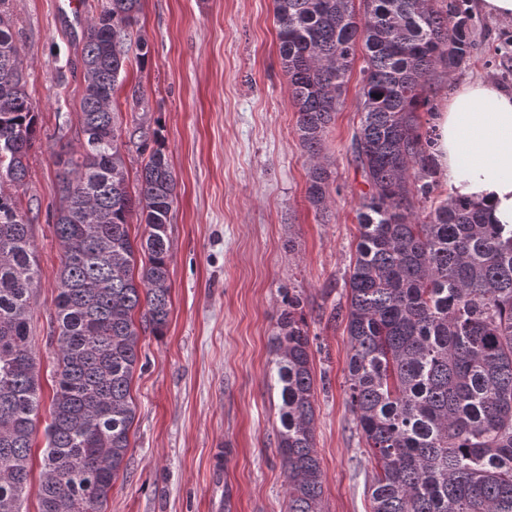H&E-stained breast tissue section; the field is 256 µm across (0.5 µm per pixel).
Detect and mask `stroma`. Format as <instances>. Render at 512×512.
<instances>
[{
	"label": "stroma",
	"mask_w": 512,
	"mask_h": 512,
	"mask_svg": "<svg viewBox=\"0 0 512 512\" xmlns=\"http://www.w3.org/2000/svg\"><path fill=\"white\" fill-rule=\"evenodd\" d=\"M9 0L26 89L42 129L19 195L29 215L40 286L30 314L42 408L22 512H39L44 429L56 369L55 296L61 248L47 212L59 204L55 154L76 142L83 94V26L101 0ZM477 51L454 75L436 71L429 104L487 78L512 91V18L471 15ZM136 37L113 103L130 172L148 158L133 132L158 129L177 182L168 226L171 305L163 335L142 331L132 396L130 464L105 512H285L277 448L279 392L270 380L281 292L299 295L311 338L315 449L324 512H371L375 461L346 403L349 341L336 313L359 240L366 191L352 155L364 65L355 58L323 137L327 208L307 199L309 162L278 53L274 0H142ZM140 98H133V89ZM69 130L59 136L60 117Z\"/></svg>",
	"instance_id": "obj_1"
}]
</instances>
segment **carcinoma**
<instances>
[{"mask_svg": "<svg viewBox=\"0 0 512 512\" xmlns=\"http://www.w3.org/2000/svg\"><path fill=\"white\" fill-rule=\"evenodd\" d=\"M8 0H0V512H20L41 403L29 315L39 268L22 185L38 112L26 92ZM279 55L310 168L308 200L327 205L323 133L364 50L362 117L352 153L369 187L346 307L348 402L375 464L371 512H512V224L477 203L433 193L416 111L436 69L453 75L476 42L464 0H274ZM141 0H103L87 20L80 66L79 149L56 154L62 249L57 283V386L39 489L40 512H102L128 470L136 417L131 382L141 329L163 335L170 308L167 226L176 180L156 144L130 191L114 93ZM137 211L147 227L129 233ZM147 262L139 272L136 253ZM288 293L272 337L281 399L277 448L286 512H323L315 450L311 339ZM141 311V325L134 315Z\"/></svg>", "mask_w": 512, "mask_h": 512, "instance_id": "cac0c4a2", "label": "carcinoma"}]
</instances>
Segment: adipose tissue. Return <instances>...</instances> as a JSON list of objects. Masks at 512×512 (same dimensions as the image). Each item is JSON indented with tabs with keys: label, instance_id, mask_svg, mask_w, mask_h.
Segmentation results:
<instances>
[{
	"label": "adipose tissue",
	"instance_id": "obj_1",
	"mask_svg": "<svg viewBox=\"0 0 512 512\" xmlns=\"http://www.w3.org/2000/svg\"><path fill=\"white\" fill-rule=\"evenodd\" d=\"M434 161L452 197L512 223V92L486 79L462 85L435 115Z\"/></svg>",
	"mask_w": 512,
	"mask_h": 512
}]
</instances>
